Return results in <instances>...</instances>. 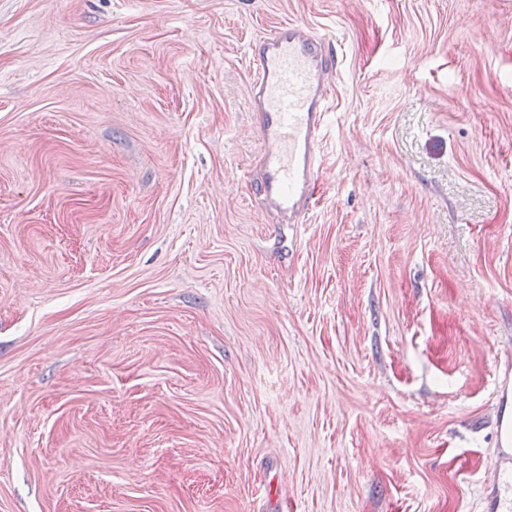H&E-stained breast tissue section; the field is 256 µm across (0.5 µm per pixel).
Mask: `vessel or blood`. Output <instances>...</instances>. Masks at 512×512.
Returning a JSON list of instances; mask_svg holds the SVG:
<instances>
[{
	"label": "vessel or blood",
	"instance_id": "b4317fda",
	"mask_svg": "<svg viewBox=\"0 0 512 512\" xmlns=\"http://www.w3.org/2000/svg\"><path fill=\"white\" fill-rule=\"evenodd\" d=\"M252 86L265 176L257 196L291 223H301L322 198L318 144L332 87L333 63L322 38L288 23L267 33L255 48Z\"/></svg>",
	"mask_w": 512,
	"mask_h": 512
}]
</instances>
